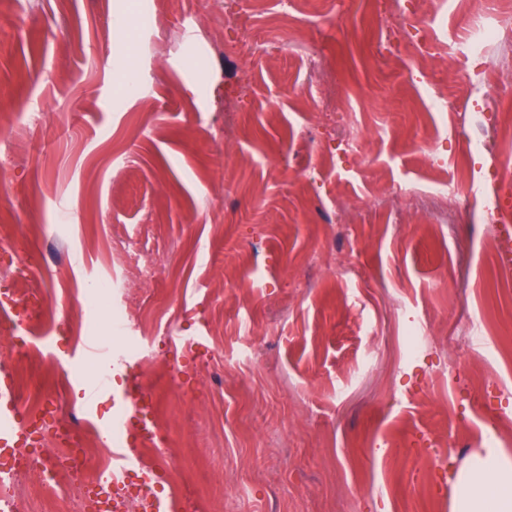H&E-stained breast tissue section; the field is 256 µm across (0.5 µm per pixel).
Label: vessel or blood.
Here are the masks:
<instances>
[{
  "label": "vessel or blood",
  "mask_w": 512,
  "mask_h": 512,
  "mask_svg": "<svg viewBox=\"0 0 512 512\" xmlns=\"http://www.w3.org/2000/svg\"><path fill=\"white\" fill-rule=\"evenodd\" d=\"M108 376L96 374L85 378L81 387L86 395L84 410L94 414L99 399L109 393ZM16 383L14 374L9 369L0 370V458L9 460L17 453L30 455L39 452L42 442V431L36 418L21 419L17 406ZM154 401L151 397L123 395L118 411L112 419L97 425L96 430L103 441H111L114 434L126 431L135 432L143 438L152 433L154 423L152 413ZM136 457L131 449L122 445L112 450V481L98 484L92 508L94 512H117L119 505L112 497L113 486L125 482L132 472ZM165 476L158 471H145L140 475L141 487L148 493L143 501L144 512H173L171 501L155 494L156 485L164 482Z\"/></svg>",
  "instance_id": "vessel-or-blood-1"
}]
</instances>
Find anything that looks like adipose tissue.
<instances>
[{
  "label": "adipose tissue",
  "mask_w": 512,
  "mask_h": 512,
  "mask_svg": "<svg viewBox=\"0 0 512 512\" xmlns=\"http://www.w3.org/2000/svg\"><path fill=\"white\" fill-rule=\"evenodd\" d=\"M112 38L126 50L115 73L114 87L123 95L136 92L139 80L135 0H116ZM474 457V464L461 470L468 490L466 512H512V457L492 438L483 441Z\"/></svg>",
  "instance_id": "adipose-tissue-1"
}]
</instances>
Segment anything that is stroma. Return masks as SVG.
I'll list each match as a JSON object with an SVG mask.
<instances>
[{
  "instance_id": "stroma-1",
  "label": "stroma",
  "mask_w": 512,
  "mask_h": 512,
  "mask_svg": "<svg viewBox=\"0 0 512 512\" xmlns=\"http://www.w3.org/2000/svg\"><path fill=\"white\" fill-rule=\"evenodd\" d=\"M400 2L310 0L307 15L268 26L274 53L244 63L234 45L249 31L243 0H155L140 31L149 94L116 95L113 0H0V118L13 151H0V258L23 253L30 283L56 308L53 354L15 370L22 390L64 387L90 372L94 319L103 344L146 345L156 324L181 328L192 349H165L180 369L157 394L154 419L176 437L185 486H163L182 512H457L466 496L440 469H414L428 452L462 465L488 422L508 417L512 455V273L499 271L483 203L437 223V180L462 183L481 159L465 143L490 140L512 177V143L494 137L501 97L490 70L449 63L433 80L421 38L405 29L392 56L377 53L381 19ZM447 0L433 42L449 54L471 6ZM208 67L197 99L186 95L189 52ZM336 75L343 111L322 114L308 96L319 79L313 52ZM249 68L251 84L241 89ZM466 104L465 120L429 109L433 93ZM236 148L224 152L226 118ZM373 162L343 151L350 119ZM313 140H304L308 126ZM432 136L438 166L415 148ZM342 191L360 206L337 219L324 209ZM411 207L395 218L389 198ZM142 258L164 255L157 277L130 292L143 325L111 332L108 297L88 307L70 281L119 274L113 235ZM85 253L68 268L67 249ZM429 341L403 354L409 329ZM459 350L456 370L449 349ZM72 359L66 379L55 356ZM441 433L433 444L427 432Z\"/></svg>"
}]
</instances>
